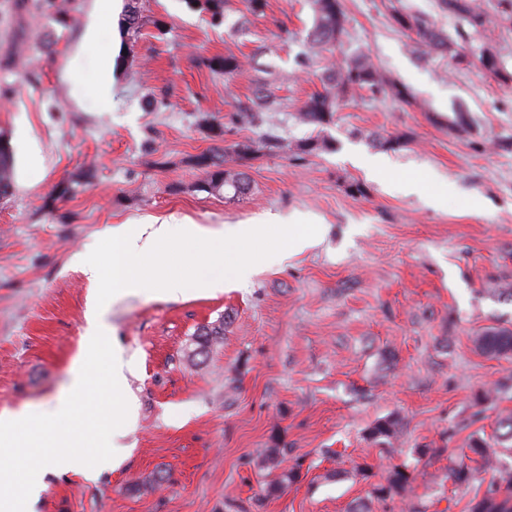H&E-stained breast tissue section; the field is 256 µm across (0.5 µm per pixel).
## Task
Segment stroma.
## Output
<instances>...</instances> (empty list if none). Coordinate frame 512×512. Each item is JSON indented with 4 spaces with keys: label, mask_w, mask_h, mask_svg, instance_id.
<instances>
[{
    "label": "stroma",
    "mask_w": 512,
    "mask_h": 512,
    "mask_svg": "<svg viewBox=\"0 0 512 512\" xmlns=\"http://www.w3.org/2000/svg\"><path fill=\"white\" fill-rule=\"evenodd\" d=\"M0 0V132L14 151L12 194L0 199V410L52 404L87 326L95 289L73 263L119 224L159 218L212 228L276 214L319 226L315 247L264 267L243 288L168 301L147 292L102 315L134 360V448L90 481L47 473L34 512H467L479 485L454 486L473 433L512 413V357L473 339L512 327V86L439 55L419 57L391 25L392 0H342L348 33L312 49L309 0H268L265 16L230 0L223 25L183 0H141L135 45L121 32L127 0L101 14L68 0L70 27L46 25L34 4ZM127 54L113 55V46ZM366 53L410 100L363 95L324 127L296 114L328 64ZM310 54L306 70L297 55ZM258 56L227 76L203 57ZM36 81H28L29 72ZM112 77V109L96 89ZM267 84L282 149L247 162L249 194L202 190L194 156L259 140L237 122V100ZM168 108H148V97ZM217 119L223 137L200 126ZM331 149L300 152L309 139ZM384 157L387 174L366 159ZM73 192L60 198L59 184ZM362 194H351V185ZM223 322L206 356L193 338ZM396 437L374 441L378 421ZM280 451L267 469L268 449ZM412 481L379 500L392 466ZM298 481L269 492L280 472ZM170 479L152 485L154 474Z\"/></svg>",
    "instance_id": "stroma-1"
}]
</instances>
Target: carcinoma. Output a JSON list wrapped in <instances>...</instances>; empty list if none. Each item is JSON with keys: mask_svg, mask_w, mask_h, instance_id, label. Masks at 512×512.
<instances>
[{"mask_svg": "<svg viewBox=\"0 0 512 512\" xmlns=\"http://www.w3.org/2000/svg\"><path fill=\"white\" fill-rule=\"evenodd\" d=\"M186 7L193 12L209 15L212 24L221 25L226 19L227 0H184ZM441 11L458 20L456 36H450L428 15L413 13L404 9H395L391 13V22L403 33L411 36L414 46L422 55L442 54L463 64L475 58L482 68L502 84L512 83V71H508L499 55L487 42L477 45L465 38L464 27L481 35L486 31L487 17L480 0H438ZM313 26L310 43L323 48L336 43L347 33L348 19L341 0H311ZM38 8L51 16L62 27L73 23L70 10L61 0H38ZM145 25L140 8V0H127L122 18V30L127 39L134 41ZM213 72L226 75L241 71L244 62L234 55L213 56L200 61ZM368 92L374 97L391 96L399 100L410 97L407 89L389 79L365 54L357 55L345 68L333 70L327 77V86L313 93L303 103L298 119L308 125L323 127L331 123L340 104ZM281 105L265 87L258 86L252 95L245 97L235 105L236 118L251 126L263 123L261 113L276 112ZM261 143L269 148H279L282 140L267 130ZM259 143V144H261ZM259 144L248 140L236 142L223 148L201 153L195 157V164L205 171L207 179L204 190L221 192L229 187L237 197H244L250 191V181L246 172L239 167L254 157ZM15 159L10 140L0 134V198L11 195L14 187ZM224 335V323L206 326L196 333L197 354L204 355L208 349ZM476 349L491 358L512 355V329L508 327H488L475 340ZM397 423L391 419L377 422L369 436L377 441L391 437ZM470 451L475 455V466L459 465L448 470V479L458 487H468L476 482H488L486 491L476 495L467 504L468 512H512V463L505 457L512 454V414L499 420L497 433L485 438L480 434L472 435ZM490 478H485V475ZM411 473L404 468L389 470L386 484L372 489L371 495L384 499L391 495L402 494L409 486Z\"/></svg>", "mask_w": 512, "mask_h": 512, "instance_id": "carcinoma-1", "label": "carcinoma"}]
</instances>
